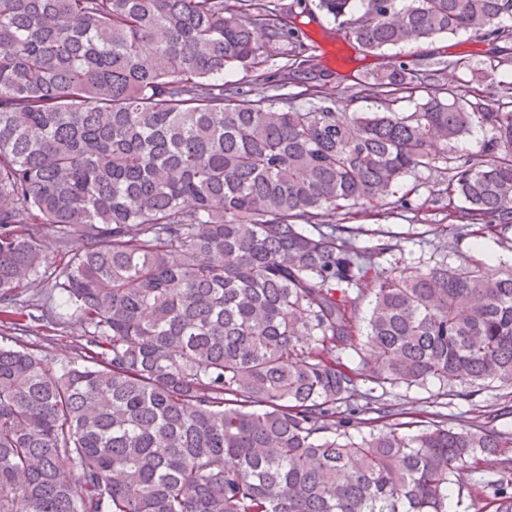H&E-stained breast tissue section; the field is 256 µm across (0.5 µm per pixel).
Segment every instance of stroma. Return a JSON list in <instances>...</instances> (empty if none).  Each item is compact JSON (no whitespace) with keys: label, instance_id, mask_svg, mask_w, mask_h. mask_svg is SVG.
Listing matches in <instances>:
<instances>
[{"label":"stroma","instance_id":"1","mask_svg":"<svg viewBox=\"0 0 512 512\" xmlns=\"http://www.w3.org/2000/svg\"><path fill=\"white\" fill-rule=\"evenodd\" d=\"M297 25L304 42H316L325 55L327 67L334 76L326 81L323 90L336 102L337 108L350 112L369 110L371 104L365 99L347 100L342 93L340 76L362 77L367 73L383 69L387 58L368 55L351 44L336 45L329 34L334 23L325 15L317 18L303 16ZM495 45L486 38L469 33L444 36L418 45L398 46L390 49L388 57L414 62L424 58L442 57L468 59L471 66L483 67L494 53ZM488 132L475 130L471 136L449 146L448 158L431 170H420L403 178L395 190L400 207L387 209L385 214L360 212L351 218V225L361 227L362 232L355 239L357 247L376 244L379 236L390 238L399 250L392 256L393 261L424 268L440 260L449 265L459 266L470 260L489 261L512 266V243L498 237L456 236L442 233L441 228L455 223L457 213L449 207L445 188L448 184L450 162L459 158L479 156L488 139Z\"/></svg>","mask_w":512,"mask_h":512}]
</instances>
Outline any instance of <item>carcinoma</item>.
Listing matches in <instances>:
<instances>
[{"mask_svg": "<svg viewBox=\"0 0 512 512\" xmlns=\"http://www.w3.org/2000/svg\"><path fill=\"white\" fill-rule=\"evenodd\" d=\"M315 7L365 52L512 44V0ZM298 17L280 0H0V512H448L466 489L512 512L494 411L417 425L383 400L512 389V267L387 268L396 245L356 248L336 223L479 127L482 154L448 177L454 230L506 238L512 84L480 85L512 58L394 62L355 81L367 112L314 86L278 109L268 91L321 65L300 42L263 71ZM240 69L246 90L224 82ZM448 69L473 94L433 83ZM68 324L59 354L28 340ZM488 455L497 477L465 479Z\"/></svg>", "mask_w": 512, "mask_h": 512, "instance_id": "1", "label": "carcinoma"}]
</instances>
